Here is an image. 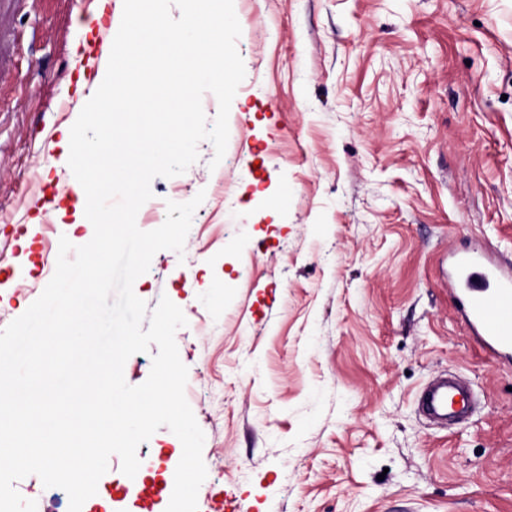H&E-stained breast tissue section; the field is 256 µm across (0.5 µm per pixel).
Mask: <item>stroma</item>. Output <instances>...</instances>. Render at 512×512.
Segmentation results:
<instances>
[{
  "label": "stroma",
  "mask_w": 512,
  "mask_h": 512,
  "mask_svg": "<svg viewBox=\"0 0 512 512\" xmlns=\"http://www.w3.org/2000/svg\"><path fill=\"white\" fill-rule=\"evenodd\" d=\"M97 0H22L0 84V329L53 277L68 227L40 216L71 169L60 127L102 134L80 80ZM245 78L231 154L155 178L136 218L204 193L183 253L134 284L188 324L175 340L205 434L198 512H512V367L472 338L450 252L512 260V0H234ZM34 232L30 269L20 238ZM453 371L480 399L442 429L418 413ZM127 488L111 456L82 512H165L180 440L160 428ZM111 501L103 510L98 501Z\"/></svg>",
  "instance_id": "35a3bbf8"
}]
</instances>
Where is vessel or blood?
I'll list each match as a JSON object with an SVG mask.
<instances>
[{"label":"vessel or blood","mask_w":512,"mask_h":512,"mask_svg":"<svg viewBox=\"0 0 512 512\" xmlns=\"http://www.w3.org/2000/svg\"><path fill=\"white\" fill-rule=\"evenodd\" d=\"M448 293L474 338L492 358L512 362V264L485 252L455 253ZM475 406L469 386L445 375L423 392L422 412L434 423L467 416Z\"/></svg>","instance_id":"b4317fda"}]
</instances>
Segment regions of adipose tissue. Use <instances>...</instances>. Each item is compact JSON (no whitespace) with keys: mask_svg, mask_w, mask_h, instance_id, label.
Returning a JSON list of instances; mask_svg holds the SVG:
<instances>
[{"mask_svg":"<svg viewBox=\"0 0 512 512\" xmlns=\"http://www.w3.org/2000/svg\"><path fill=\"white\" fill-rule=\"evenodd\" d=\"M224 0H199V8L178 29L159 18L155 0H132L127 20V36L116 55L139 71L150 73L151 80L142 96L115 99L113 111L132 115L128 132L114 134L105 125L101 139L88 145L75 139L69 128H62L58 145L60 160L79 163L88 170L85 178H74L70 188L58 194L49 208L56 221L71 218L80 226L93 208L99 183L98 174L111 169L116 159L126 164L124 187L136 192L149 178L151 169L143 157L153 134H161L172 150L187 145L193 118L194 86L183 81L186 73L229 75L223 44L211 30L214 18L223 16ZM177 79H170V72Z\"/></svg>","mask_w":512,"mask_h":512,"instance_id":"1","label":"adipose tissue"}]
</instances>
